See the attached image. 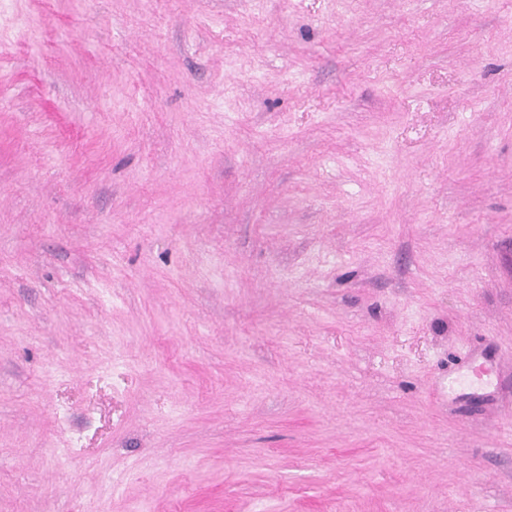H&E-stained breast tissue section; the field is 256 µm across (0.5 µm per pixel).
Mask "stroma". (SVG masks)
I'll return each instance as SVG.
<instances>
[{
  "instance_id": "obj_1",
  "label": "stroma",
  "mask_w": 512,
  "mask_h": 512,
  "mask_svg": "<svg viewBox=\"0 0 512 512\" xmlns=\"http://www.w3.org/2000/svg\"><path fill=\"white\" fill-rule=\"evenodd\" d=\"M0 512H512V0H0Z\"/></svg>"
}]
</instances>
